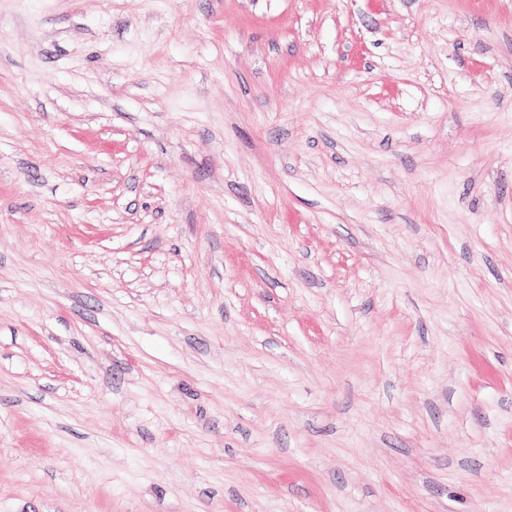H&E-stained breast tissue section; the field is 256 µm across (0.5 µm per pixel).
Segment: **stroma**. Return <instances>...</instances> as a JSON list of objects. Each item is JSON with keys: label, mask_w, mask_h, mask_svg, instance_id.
I'll list each match as a JSON object with an SVG mask.
<instances>
[{"label": "stroma", "mask_w": 512, "mask_h": 512, "mask_svg": "<svg viewBox=\"0 0 512 512\" xmlns=\"http://www.w3.org/2000/svg\"><path fill=\"white\" fill-rule=\"evenodd\" d=\"M0 512H512V0H0Z\"/></svg>", "instance_id": "stroma-1"}]
</instances>
